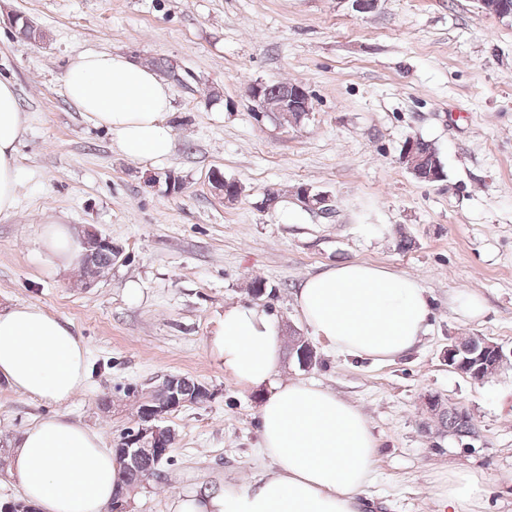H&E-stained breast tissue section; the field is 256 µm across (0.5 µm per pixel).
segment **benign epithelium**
<instances>
[{"label": "benign epithelium", "instance_id": "7a95c632", "mask_svg": "<svg viewBox=\"0 0 512 512\" xmlns=\"http://www.w3.org/2000/svg\"><path fill=\"white\" fill-rule=\"evenodd\" d=\"M481 5L487 7L489 14L501 19H512V0H493L491 3L483 0ZM263 88L264 84L260 83L251 89L256 111L260 114L273 113L278 116L282 112L311 111L310 96L300 86L287 88L275 103L262 98ZM298 202L309 211L323 213L330 210L329 196L315 193L309 187L301 190ZM82 245V259L85 263L82 287L88 288L104 276L103 270L93 264V256L102 249H112V239L88 230L82 236ZM114 254L118 259L121 251L116 249ZM294 348L298 349L301 366L312 367L316 355L313 345L305 337L298 336L294 340ZM446 360L448 366L462 376L474 382H483L512 365V350L506 352L500 344L482 336H466L448 346ZM182 379L181 375H169L144 397L137 413L136 431L119 446L122 455L132 459L152 456L160 461L170 453L174 431L165 421L171 412L189 404L182 396Z\"/></svg>", "mask_w": 512, "mask_h": 512}]
</instances>
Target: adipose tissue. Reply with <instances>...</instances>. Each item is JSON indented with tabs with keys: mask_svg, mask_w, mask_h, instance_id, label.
<instances>
[{
	"mask_svg": "<svg viewBox=\"0 0 512 512\" xmlns=\"http://www.w3.org/2000/svg\"><path fill=\"white\" fill-rule=\"evenodd\" d=\"M63 83L68 102L105 129L127 160L171 153V91L146 65L119 53L80 52L70 57ZM24 127L14 83L0 80V219L14 215L23 186L17 158ZM81 251L70 225L43 223L38 255L47 267L73 269ZM294 304L337 352L374 361L410 350L428 334L433 315L415 278L359 261L307 277ZM206 345L241 387L263 393L257 417L265 465L249 481L177 498L174 512H360L377 448L363 412L329 388L284 376L281 327L263 307L225 306ZM87 362L70 324L40 305L0 309V385L63 404L84 388ZM10 445L8 474L37 512H106L122 484V466L103 436L66 414L41 418ZM483 491L482 481L461 469L440 481L436 496L448 512H463Z\"/></svg>",
	"mask_w": 512,
	"mask_h": 512,
	"instance_id": "ef3b65f1",
	"label": "adipose tissue"
}]
</instances>
